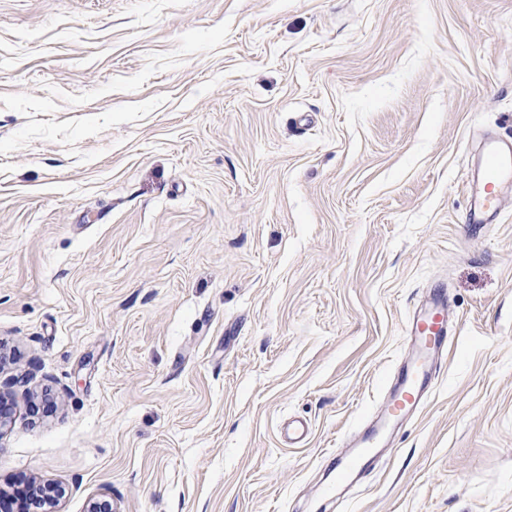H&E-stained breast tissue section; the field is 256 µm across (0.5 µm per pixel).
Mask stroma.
Returning <instances> with one entry per match:
<instances>
[{
    "label": "stroma",
    "instance_id": "obj_1",
    "mask_svg": "<svg viewBox=\"0 0 512 512\" xmlns=\"http://www.w3.org/2000/svg\"><path fill=\"white\" fill-rule=\"evenodd\" d=\"M512 0H0V512H512ZM448 356L329 502L409 314ZM306 420L299 445L280 427ZM468 167L466 187L470 208L467 225L477 230L498 222L503 198L512 189V142L486 137L468 161Z\"/></svg>",
    "mask_w": 512,
    "mask_h": 512
}]
</instances>
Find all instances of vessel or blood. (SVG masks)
Here are the masks:
<instances>
[{
    "label": "vessel or blood",
    "mask_w": 512,
    "mask_h": 512,
    "mask_svg": "<svg viewBox=\"0 0 512 512\" xmlns=\"http://www.w3.org/2000/svg\"><path fill=\"white\" fill-rule=\"evenodd\" d=\"M468 167L467 225L477 230L498 222L503 198L512 192V142L486 137ZM447 308L445 294L434 291L426 306L409 316L406 335L412 354L399 363L384 410L355 434L349 451L337 459L336 481L325 488V497L334 496L337 487L351 484L366 465L378 460L393 429L422 408L448 351Z\"/></svg>",
    "instance_id": "vessel-or-blood-1"
}]
</instances>
